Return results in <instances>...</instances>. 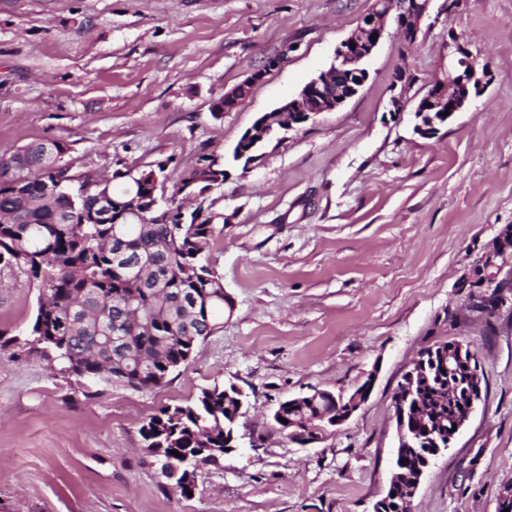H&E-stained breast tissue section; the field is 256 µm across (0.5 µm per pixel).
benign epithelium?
<instances>
[{
	"instance_id": "7a95c632",
	"label": "benign epithelium",
	"mask_w": 512,
	"mask_h": 512,
	"mask_svg": "<svg viewBox=\"0 0 512 512\" xmlns=\"http://www.w3.org/2000/svg\"><path fill=\"white\" fill-rule=\"evenodd\" d=\"M433 0H375L370 12L364 15L356 30L348 36L336 49L335 61L330 67L320 72L309 81L294 97L279 108V114L267 117L258 123L259 135L266 137L273 129L284 132L296 129L302 124L323 112H333L348 100L357 95L366 81V62L372 56L381 40L392 25L406 44L416 41L423 19L429 15ZM376 40H371V36ZM489 67L479 61V56L472 53L466 42L460 37H451L448 43V73L444 78L435 81L420 98L415 114L420 118L415 131L423 138L437 134L438 125L447 121L455 113L460 112L470 99L480 94L487 84ZM263 77V72L253 73L242 84L224 94V109L232 108L246 96L253 83ZM158 204L155 195H130L127 200L112 199L113 223L130 215H144L154 211ZM512 259V244L505 241V233L497 237L496 246L474 268L471 283L476 288H496L497 306L508 303V295L502 291L504 281L499 279L503 266ZM466 361L468 373L473 381L469 391V399L463 407V413L448 427L446 440H435V453L439 454L451 447L456 435L468 422L477 404L482 399V370L480 360L471 345L460 340H453L448 349V356L443 363L448 368L456 365V360ZM418 362H413L406 372V378L398 389L397 416L398 447L409 448L412 441L406 427V407L414 394V385L418 373ZM374 384V375L361 382L347 398L336 401V416L328 421L332 426H339L347 421L369 399Z\"/></svg>"
}]
</instances>
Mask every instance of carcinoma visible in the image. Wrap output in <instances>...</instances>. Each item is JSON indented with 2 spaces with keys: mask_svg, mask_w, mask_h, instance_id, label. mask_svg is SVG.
I'll use <instances>...</instances> for the list:
<instances>
[{
  "mask_svg": "<svg viewBox=\"0 0 512 512\" xmlns=\"http://www.w3.org/2000/svg\"><path fill=\"white\" fill-rule=\"evenodd\" d=\"M67 152V143L49 140L0 155V266L39 290L29 338L21 342L1 330L0 350L14 346L46 358L89 396L114 387H160L199 341L220 329L224 281L206 254L213 216L199 210L185 216L172 200L167 218L149 213L116 226L112 197L128 185L114 186L115 173L88 178L72 192ZM225 165L221 155L206 157L204 170L194 168L179 185L196 181L203 191L224 181ZM440 364V356L428 355L420 366L412 404L425 411V420L407 416L414 447L396 466L411 476L431 453L419 436L430 429L448 434L460 410L463 371L450 375ZM240 399L234 386L214 385L184 405L160 409L140 427L151 464L180 496L189 497L201 468L219 464L236 444L227 435L237 431ZM334 412L329 399L296 408L292 418Z\"/></svg>",
  "mask_w": 512,
  "mask_h": 512,
  "instance_id": "cac0c4a2",
  "label": "carcinoma"
}]
</instances>
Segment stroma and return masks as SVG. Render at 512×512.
<instances>
[{
    "label": "stroma",
    "mask_w": 512,
    "mask_h": 512,
    "mask_svg": "<svg viewBox=\"0 0 512 512\" xmlns=\"http://www.w3.org/2000/svg\"><path fill=\"white\" fill-rule=\"evenodd\" d=\"M374 0H0V154L65 141L79 188L161 164L164 195L201 158L231 154L258 117L334 59ZM433 0L414 46L388 35L343 107L266 149L191 203L213 215L208 254L224 325L162 387L87 397L37 355L0 350L5 512H373L398 446L393 395L418 353L457 339L478 354L483 398L436 457L414 512H496L512 488V305L487 318L463 286L512 226V0ZM457 33L490 82L431 138L412 110L448 68ZM282 63L267 68L268 58ZM411 104L390 111L398 70ZM231 110L211 106L256 71ZM39 291L0 267V329L25 335ZM368 402L301 444L273 427L312 389ZM248 396L240 439L192 497L166 488L139 429L201 389Z\"/></svg>",
    "instance_id": "35a3bbf8"
}]
</instances>
